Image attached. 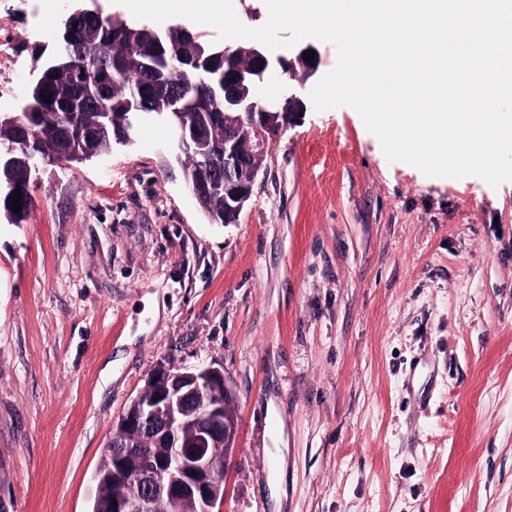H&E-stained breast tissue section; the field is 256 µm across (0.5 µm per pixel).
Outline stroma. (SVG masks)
<instances>
[{"instance_id": "stroma-1", "label": "stroma", "mask_w": 512, "mask_h": 512, "mask_svg": "<svg viewBox=\"0 0 512 512\" xmlns=\"http://www.w3.org/2000/svg\"><path fill=\"white\" fill-rule=\"evenodd\" d=\"M68 5L0 0V113ZM178 153L142 119L0 219V512H89L161 363L233 385L223 512H512V181L424 175L352 107H309L212 224Z\"/></svg>"}]
</instances>
